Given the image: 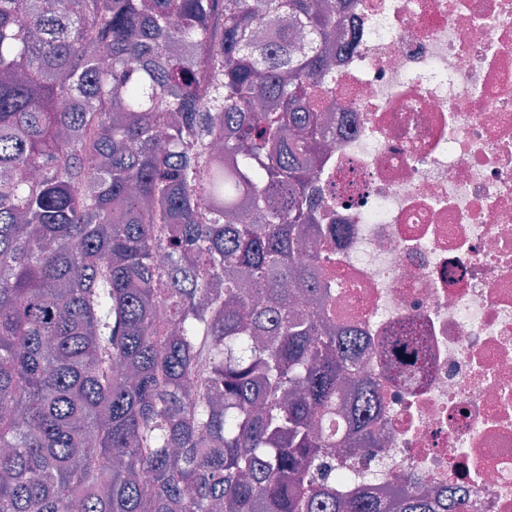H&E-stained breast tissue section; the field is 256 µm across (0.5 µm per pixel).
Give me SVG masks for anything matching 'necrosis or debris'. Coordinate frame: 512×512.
<instances>
[{"instance_id":"1","label":"necrosis or debris","mask_w":512,"mask_h":512,"mask_svg":"<svg viewBox=\"0 0 512 512\" xmlns=\"http://www.w3.org/2000/svg\"><path fill=\"white\" fill-rule=\"evenodd\" d=\"M317 214L380 394L371 494L512 512V0H353Z\"/></svg>"}]
</instances>
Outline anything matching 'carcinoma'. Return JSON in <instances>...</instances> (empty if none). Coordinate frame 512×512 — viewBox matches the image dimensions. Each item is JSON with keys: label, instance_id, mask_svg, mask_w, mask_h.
I'll return each mask as SVG.
<instances>
[{"label": "carcinoma", "instance_id": "obj_1", "mask_svg": "<svg viewBox=\"0 0 512 512\" xmlns=\"http://www.w3.org/2000/svg\"><path fill=\"white\" fill-rule=\"evenodd\" d=\"M344 2L0 0V512H466L336 468L378 396L295 254Z\"/></svg>", "mask_w": 512, "mask_h": 512}]
</instances>
